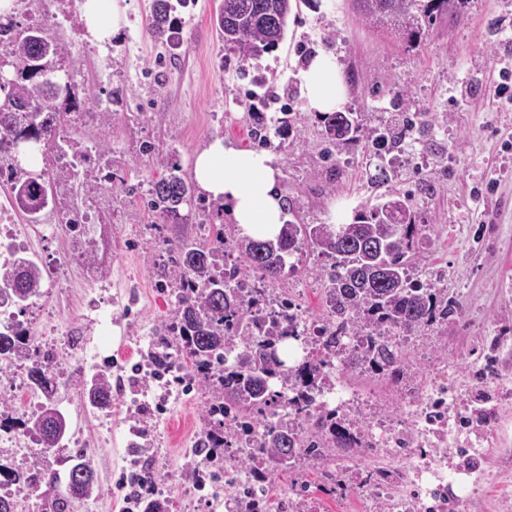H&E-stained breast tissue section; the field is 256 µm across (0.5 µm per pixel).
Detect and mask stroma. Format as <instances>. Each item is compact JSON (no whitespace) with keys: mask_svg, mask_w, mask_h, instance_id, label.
I'll return each instance as SVG.
<instances>
[{"mask_svg":"<svg viewBox=\"0 0 512 512\" xmlns=\"http://www.w3.org/2000/svg\"><path fill=\"white\" fill-rule=\"evenodd\" d=\"M220 2L175 7L174 47L154 42L147 31L152 0H125L126 22L108 45L86 42L77 18L50 31L66 48L61 65L76 98L88 111L112 114V136L102 145L113 172L135 191L117 184L100 191L112 206L114 228L133 239L121 243L97 309L87 307L89 290L64 280L26 307L41 334L30 360L0 376V389L20 379L31 359L55 353V402L83 445L49 456L37 447L10 448L9 460L22 471L50 465L62 478L65 458L90 457L96 489L72 501L70 512H145L151 498L166 512H225L223 494L201 491L197 481L210 476L212 464L185 455L215 426L207 416L212 390L201 377L177 382L175 371L153 356L156 333L175 304L174 294L154 286L168 266L161 243L196 237L198 222L214 224L220 216L210 207L193 212L191 223H163L147 207L148 190L151 180L167 175L168 163L190 176L195 153L214 138L252 147L236 122L261 124L287 110L296 121L269 151L293 206L290 220L323 224L392 191L410 193L424 220L413 275L463 310L411 335L397 390L358 370L347 376L378 391L380 415L400 420L430 369L447 367L448 451L434 463L447 482H434L423 460L395 453L376 457L356 449L324 464L305 457L269 462L261 487L269 512H278L285 497L310 498L314 512H350L359 493L344 486L343 472L394 476L409 464L421 474V494L440 493L447 512H512V111H500L488 93L499 79L496 24L512 26V0H464L460 16L435 24L417 45L363 24L351 0H295L278 49L248 63L217 35L213 14ZM309 50L331 52L352 75L345 111L368 113L383 129L401 116V147L413 161L391 171L387 182L375 179L382 161L367 138L336 147L333 161H325L321 127L303 109ZM462 80L475 83L464 107L451 97L453 82ZM290 261L297 270L287 286L303 287L305 310L322 318L325 292L318 283L329 259L307 248ZM96 374L122 383L110 408H93L83 394L87 377ZM145 473L155 487L151 497L130 481Z\"/></svg>","mask_w":512,"mask_h":512,"instance_id":"35a3bbf8","label":"stroma"}]
</instances>
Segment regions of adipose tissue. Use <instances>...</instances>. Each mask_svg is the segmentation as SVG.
Masks as SVG:
<instances>
[{
    "instance_id": "1",
    "label": "adipose tissue",
    "mask_w": 512,
    "mask_h": 512,
    "mask_svg": "<svg viewBox=\"0 0 512 512\" xmlns=\"http://www.w3.org/2000/svg\"><path fill=\"white\" fill-rule=\"evenodd\" d=\"M124 12L121 0H85L81 18L88 41L98 46L110 42L124 24ZM303 78L306 111L343 108L345 86L335 56L325 52L312 56ZM192 172L201 193L223 201L241 236L272 239L287 221V205L279 188L281 172L270 152L245 150L217 138L195 155Z\"/></svg>"
}]
</instances>
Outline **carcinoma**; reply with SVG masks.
I'll return each instance as SVG.
<instances>
[{"label":"carcinoma","instance_id":"obj_1","mask_svg":"<svg viewBox=\"0 0 512 512\" xmlns=\"http://www.w3.org/2000/svg\"><path fill=\"white\" fill-rule=\"evenodd\" d=\"M450 0H353L360 19L370 27L378 26L383 13L394 16L397 33L407 42H422L436 21L448 15ZM169 0H154L149 28L161 40L170 32ZM292 0H222L216 23L224 39V47L244 61L258 60L276 50L285 37ZM6 37L7 75L11 83L0 85V93L19 100L29 112L0 114V132L34 139L49 132L53 113L60 111L61 98L72 97V88L55 81L54 63L65 54V47L47 34L43 27H22L11 21L0 25V36ZM328 143L354 144L358 140L360 123L347 127L343 112H324L317 116ZM21 190L31 205L42 196L40 185L29 179L17 178ZM195 184L171 172L151 182V208L166 223L183 222L182 200L192 195ZM288 231L276 240H260L256 247L241 246L247 238L231 233V224L216 228L215 245L196 238L170 241L169 258L175 278L189 285L188 291L176 296L172 319L165 331L173 335L175 355L187 359L194 374L212 382L218 396L210 401L208 414L231 417L240 436H249L254 426L262 423V457L268 461L287 463L302 456L317 461L328 460L326 449L348 450L354 440L335 422L332 413L312 412L305 428L290 425L280 419L266 422V409L274 402L270 381L282 382L312 391L322 381L325 368L332 365L336 339L324 342V357L305 359L297 366L287 365L282 357L266 355L269 345H281L287 338L299 339L295 327L283 324L278 315L270 316L273 331L270 338L246 342L237 354V363L225 367V352L232 329L245 327L251 318L252 300L248 299L247 282L253 272L262 273L271 285L278 284L285 273L286 258L305 247L331 259L323 270L332 317L336 323L349 324L357 332L382 336L391 330L409 333L431 326L460 313L452 299L442 297L439 289L414 282L410 269L418 260L417 244L421 233V216L404 196L391 197L384 204L363 206L354 212L347 224H296L287 222ZM234 255L230 277L239 278L235 287L225 277L216 274L217 259L225 252ZM24 282L9 275L14 302H27L42 296L40 267L22 261ZM31 336L0 332V373L7 372L15 362L30 353ZM45 355L29 369L30 380L45 393L41 408L23 421L24 431L35 437L44 454L58 448L69 430V419L54 401V381ZM401 352L384 342L372 343L362 356L351 355L342 369L354 371L360 366L387 377L400 375ZM111 396L109 381L100 376L91 380L88 390L90 403L100 409L109 403L100 400ZM228 446L221 431L206 430L195 453L209 463L217 449ZM34 486L37 497L47 502L51 512H66L69 502L92 495L95 485L90 461L78 459L67 471L65 492H58V477L49 469L21 473L9 463L0 462V485Z\"/></svg>","mask_w":512,"mask_h":512}]
</instances>
